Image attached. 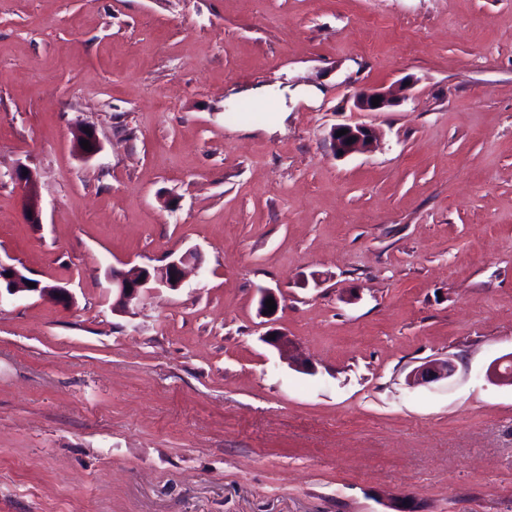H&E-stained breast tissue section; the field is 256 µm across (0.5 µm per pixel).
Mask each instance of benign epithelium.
<instances>
[{
	"mask_svg": "<svg viewBox=\"0 0 512 512\" xmlns=\"http://www.w3.org/2000/svg\"><path fill=\"white\" fill-rule=\"evenodd\" d=\"M412 85L400 81L388 89L361 88L352 95L353 108L357 112H387L408 99ZM380 97L378 106L372 105L374 97ZM345 129L347 133L336 136V132ZM335 153L346 157L357 153H367L373 150L377 143L375 129L363 123H344L335 126L330 132ZM87 140L92 147L88 152L81 146V141ZM74 142L81 156L86 159L94 157L100 151V144L95 133L86 132V127L78 125L74 128ZM20 193L22 215L27 224L42 223V208L37 187V181L32 171L19 164L11 174ZM200 258L197 252L188 250L179 255H170L168 262L161 266H144L134 264L123 269H112V288L115 290V300L112 310L128 314L141 300L145 292L157 286L176 290L182 285L185 268L189 265L199 266ZM6 282L9 288L0 287V296L7 293L39 294L54 296L58 301L67 303L71 299L69 289L60 285L28 286L27 276L16 266L0 260V283ZM456 372L455 364L450 360L428 361L416 367L410 374L409 382L413 385L437 382L452 377ZM487 379L498 385H512V352L495 359L486 372Z\"/></svg>",
	"mask_w": 512,
	"mask_h": 512,
	"instance_id": "benign-epithelium-1",
	"label": "benign epithelium"
}]
</instances>
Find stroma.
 I'll return each instance as SVG.
<instances>
[{"instance_id": "35a3bbf8", "label": "stroma", "mask_w": 512, "mask_h": 512, "mask_svg": "<svg viewBox=\"0 0 512 512\" xmlns=\"http://www.w3.org/2000/svg\"><path fill=\"white\" fill-rule=\"evenodd\" d=\"M0 260L73 296L0 297V512H512V0H0ZM405 82L408 81L402 80L388 89L366 87L356 90L351 97L354 110L356 112H388L408 99L412 85L410 83L405 85ZM376 96L380 97V103L373 107L372 99ZM346 129L345 135L336 137V132ZM335 153L339 157H346L357 153L371 152L377 143L375 129L363 123H344L336 125L330 132ZM352 139V143L348 140ZM23 172H27V175L23 176ZM11 178L20 193L21 209L25 223H41V201L33 172L26 166L19 164L13 170ZM169 261L161 266H144L134 264L128 268L113 269L112 294L115 300L112 309L128 314L151 288L165 287L176 290L182 285L185 268L189 265L198 267L200 258L196 251L188 250L182 254H171ZM175 279V284H172ZM487 379L498 385H512V352L495 359L486 372ZM455 372L456 366L450 360L428 361L411 372L409 382L412 385L437 382L452 377Z\"/></svg>"}]
</instances>
